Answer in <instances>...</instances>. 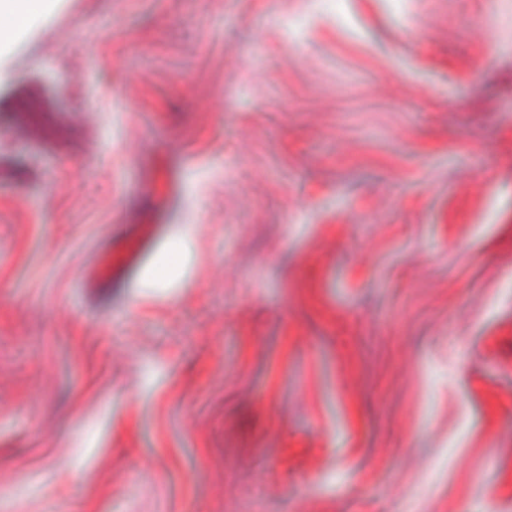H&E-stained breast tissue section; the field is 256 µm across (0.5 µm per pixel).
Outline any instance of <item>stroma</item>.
I'll return each instance as SVG.
<instances>
[{"label":"stroma","mask_w":512,"mask_h":512,"mask_svg":"<svg viewBox=\"0 0 512 512\" xmlns=\"http://www.w3.org/2000/svg\"><path fill=\"white\" fill-rule=\"evenodd\" d=\"M508 448L512 0H57L0 51V512H512ZM183 275L181 252L168 250L162 253L149 271L151 282L167 286L181 279Z\"/></svg>","instance_id":"obj_1"}]
</instances>
